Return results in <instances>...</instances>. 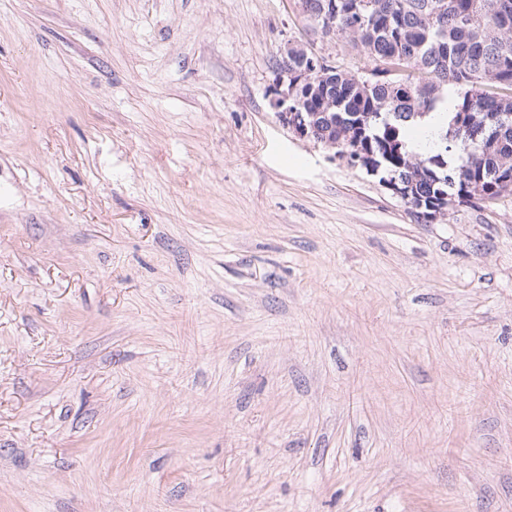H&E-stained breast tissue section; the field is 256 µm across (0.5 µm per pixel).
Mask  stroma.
Returning <instances> with one entry per match:
<instances>
[{
	"label": "stroma",
	"instance_id": "obj_1",
	"mask_svg": "<svg viewBox=\"0 0 512 512\" xmlns=\"http://www.w3.org/2000/svg\"><path fill=\"white\" fill-rule=\"evenodd\" d=\"M298 0H0V512H512V193L417 219L270 105Z\"/></svg>",
	"mask_w": 512,
	"mask_h": 512
}]
</instances>
